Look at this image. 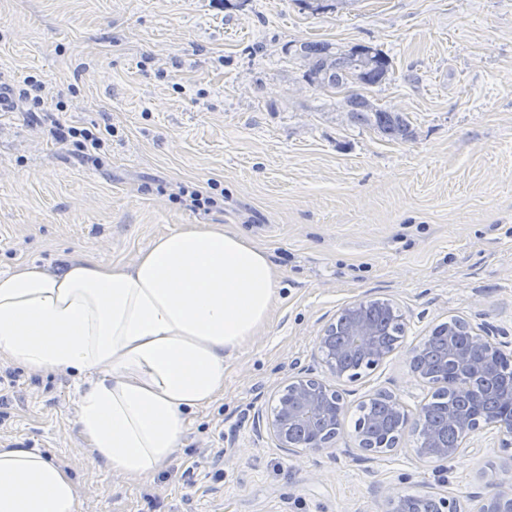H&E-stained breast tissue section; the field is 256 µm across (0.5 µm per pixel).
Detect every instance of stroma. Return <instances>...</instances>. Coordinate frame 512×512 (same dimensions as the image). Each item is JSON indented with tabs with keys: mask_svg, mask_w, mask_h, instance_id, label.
Segmentation results:
<instances>
[{
	"mask_svg": "<svg viewBox=\"0 0 512 512\" xmlns=\"http://www.w3.org/2000/svg\"><path fill=\"white\" fill-rule=\"evenodd\" d=\"M305 40L388 53L370 96L406 112L413 141L348 125L304 88L290 48ZM33 75L61 118L111 123L103 166L78 163L26 112H0V271L91 254L129 264L185 224H224L281 274L270 325L224 368V396L192 414L184 444L146 478L92 463L69 374L18 380L0 404V446L51 456L74 477L79 512H389L386 489L468 500L482 472L512 485V450L473 435L449 462L421 461L416 436L367 459L344 452L357 405L377 391L418 410L410 370L427 330L451 318L512 336V0H0V80ZM217 201L195 211L179 187ZM405 314L397 350L337 384L339 454L278 448L259 418L289 375L326 372L323 325L357 300Z\"/></svg>",
	"mask_w": 512,
	"mask_h": 512,
	"instance_id": "1",
	"label": "stroma"
}]
</instances>
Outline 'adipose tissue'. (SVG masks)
I'll return each instance as SVG.
<instances>
[{
    "label": "adipose tissue",
    "mask_w": 512,
    "mask_h": 512,
    "mask_svg": "<svg viewBox=\"0 0 512 512\" xmlns=\"http://www.w3.org/2000/svg\"><path fill=\"white\" fill-rule=\"evenodd\" d=\"M280 274L221 224L159 236L128 265L91 255L0 272V363L72 371L96 462L142 479L178 448L188 413L224 394V364L269 323ZM70 473L0 448V512H78Z\"/></svg>",
    "instance_id": "obj_1"
}]
</instances>
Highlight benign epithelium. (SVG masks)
<instances>
[{
  "label": "benign epithelium",
  "mask_w": 512,
  "mask_h": 512,
  "mask_svg": "<svg viewBox=\"0 0 512 512\" xmlns=\"http://www.w3.org/2000/svg\"><path fill=\"white\" fill-rule=\"evenodd\" d=\"M372 300H358L341 310L346 317L343 327L347 341H338L337 321L326 324L317 337L316 348L321 364L332 378L357 380L361 369L372 368L382 363L397 348L380 343L366 309ZM459 326L469 336V346L456 351L450 359L449 376L433 381L426 363L428 337H423L412 350L411 369L417 378L432 387H460L469 384V378L481 376L492 382L504 369L512 371V342L497 334L490 326L474 327L467 322ZM370 400H382L397 422V428L387 434L386 440L377 445L372 441L371 419L357 423L354 434L355 449L367 455H376L395 450L400 438L408 428L417 431L419 441L414 448L420 460L451 461L468 448L471 436L485 429H493L502 436L503 447H512V414L475 415L465 409L451 408L441 424L426 417L421 410L412 413L396 396L377 392ZM345 411L342 395L335 387L322 379L297 374L288 379V384L278 394L276 404L265 421L266 429L277 447L294 451H323L333 447L341 427ZM448 425L458 430L452 447L441 444V429ZM487 493L473 497L474 507L467 510L457 499L448 496L439 500V512H512V486L500 485L497 474H484ZM390 512H418L417 502L395 490L389 491Z\"/></svg>",
  "instance_id": "benign-epithelium-1"
}]
</instances>
